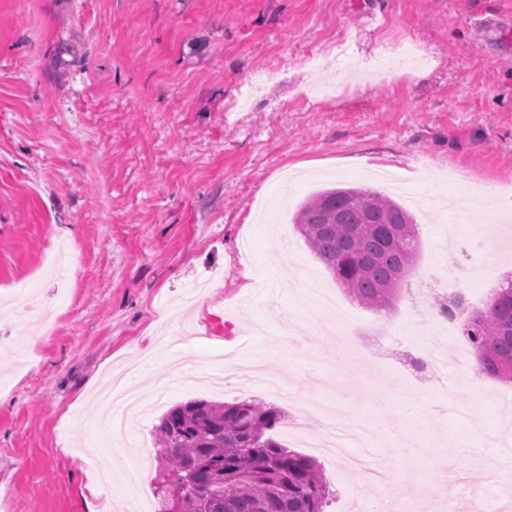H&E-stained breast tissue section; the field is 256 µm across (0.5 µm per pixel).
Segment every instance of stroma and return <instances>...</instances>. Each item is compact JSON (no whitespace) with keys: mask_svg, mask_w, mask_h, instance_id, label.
I'll list each match as a JSON object with an SVG mask.
<instances>
[{"mask_svg":"<svg viewBox=\"0 0 512 512\" xmlns=\"http://www.w3.org/2000/svg\"><path fill=\"white\" fill-rule=\"evenodd\" d=\"M400 38L416 60L380 72ZM380 170L406 182L391 197L419 237L388 311L338 287L293 222L320 190L383 192ZM510 179L512 0H0V327L23 350L0 366V512L155 503L153 478L130 486L132 456L80 414L127 367L147 409L121 427L150 469L174 405L251 400L291 417V398L323 395L370 432L351 451L371 446L390 472L373 484L321 458L329 512L356 497L423 512L452 477L461 501L489 490L512 382L458 388L460 359L477 361L460 342L437 383L406 391L416 354L398 328L416 277L512 281V250L482 244L496 219L512 238ZM303 278L333 289L357 355L339 356L336 315Z\"/></svg>","mask_w":512,"mask_h":512,"instance_id":"stroma-1","label":"stroma"}]
</instances>
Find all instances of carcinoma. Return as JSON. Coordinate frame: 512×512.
<instances>
[{
  "label": "carcinoma",
  "instance_id": "obj_1",
  "mask_svg": "<svg viewBox=\"0 0 512 512\" xmlns=\"http://www.w3.org/2000/svg\"><path fill=\"white\" fill-rule=\"evenodd\" d=\"M294 224L336 281L360 304L384 309L415 265L412 215L389 197L356 188L324 189L298 210ZM448 317L467 311L448 297ZM480 373L512 381V282L462 326ZM285 416L252 401L196 399L175 405L157 428L165 458L155 477L157 512H325L334 499L313 456L292 451L272 431Z\"/></svg>",
  "mask_w": 512,
  "mask_h": 512
}]
</instances>
